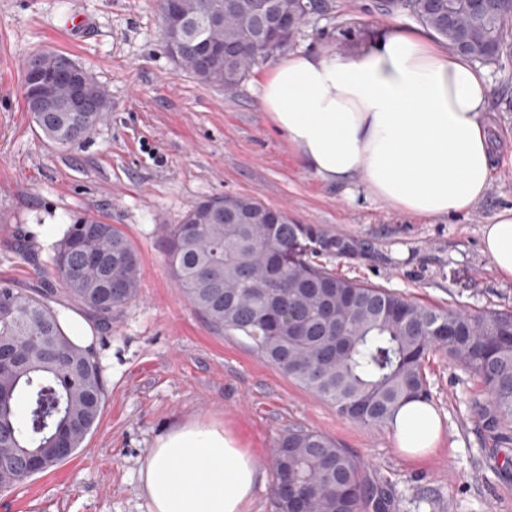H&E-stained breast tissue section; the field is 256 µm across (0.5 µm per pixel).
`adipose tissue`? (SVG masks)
<instances>
[{"mask_svg":"<svg viewBox=\"0 0 512 512\" xmlns=\"http://www.w3.org/2000/svg\"><path fill=\"white\" fill-rule=\"evenodd\" d=\"M259 93L276 129L325 182L364 176L373 197L425 220L466 210L488 190L487 75L424 29L380 30L351 56L328 45L288 54ZM482 237L498 275L512 279V208ZM393 430L399 450L418 459L436 447L441 425L431 405L411 401ZM263 480L235 434L199 419L158 437L139 470L152 512H248Z\"/></svg>","mask_w":512,"mask_h":512,"instance_id":"adipose-tissue-1","label":"adipose tissue"}]
</instances>
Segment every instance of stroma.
Instances as JSON below:
<instances>
[{
  "instance_id": "1",
  "label": "stroma",
  "mask_w": 512,
  "mask_h": 512,
  "mask_svg": "<svg viewBox=\"0 0 512 512\" xmlns=\"http://www.w3.org/2000/svg\"><path fill=\"white\" fill-rule=\"evenodd\" d=\"M379 0H325L290 51L329 43L348 54L370 33L410 25ZM87 19L77 29L73 20ZM60 52L87 70L111 109L76 144L46 140L26 110L23 67ZM261 59L235 89L205 84L167 53L157 0H0V280L35 288L51 276L55 241L43 224L91 216L116 225L140 258L137 297L108 326L88 318L106 384L82 448L23 484L0 491V512H151L138 478L156 439L204 419L231 430L265 474L249 512H275L272 451L288 429H314L359 456L391 495L390 512H512V442L490 436L469 407L483 387L445 355L426 364L442 440L427 457L398 452L392 431L340 416L240 338L210 326L176 287L162 227L204 198L251 196L301 224L353 243L320 261L337 275L430 306L473 313L512 309L482 228L512 207V29L498 62L489 128L495 168L485 197L466 211L422 220L371 196L363 177L324 182L264 112Z\"/></svg>"
}]
</instances>
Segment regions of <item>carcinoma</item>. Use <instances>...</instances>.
Instances as JSON below:
<instances>
[{
    "label": "carcinoma",
    "instance_id": "obj_1",
    "mask_svg": "<svg viewBox=\"0 0 512 512\" xmlns=\"http://www.w3.org/2000/svg\"><path fill=\"white\" fill-rule=\"evenodd\" d=\"M230 0H181L193 34L179 36L180 66L198 80L236 87L264 43L275 52L291 35L228 7ZM462 0H380L384 13L414 18L448 50L467 30L448 24ZM474 34L467 58L498 59L512 22V0ZM275 15L302 20L316 0H273ZM42 133L61 146L78 142L109 109L93 96L88 112L39 110L25 100ZM273 208L254 197H213L165 226V255L176 284L214 328L239 337L300 387L368 426H390L411 400L430 402L424 371L442 353L484 386L472 408L498 438H512V310L478 314L430 308L396 292L341 278L312 259L348 254L353 245L326 236L288 213L264 224ZM54 278L34 290L0 281V491L26 481L17 461L66 438L78 450L99 421L105 382L92 347L74 344L51 302H75L104 324L139 291V258L119 229L73 224L51 259ZM276 512H389L390 495L373 484L364 462L329 436L288 430L274 448Z\"/></svg>",
    "mask_w": 512,
    "mask_h": 512
}]
</instances>
